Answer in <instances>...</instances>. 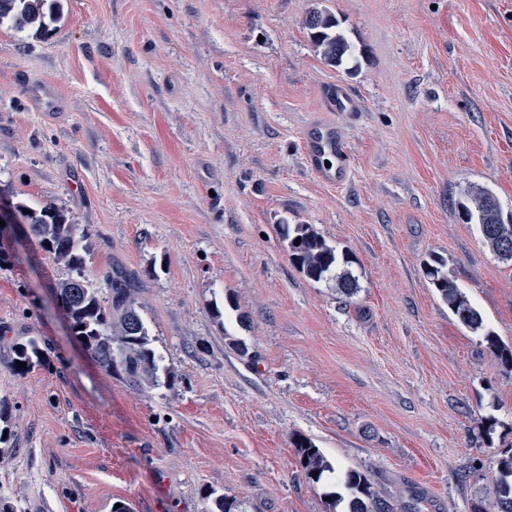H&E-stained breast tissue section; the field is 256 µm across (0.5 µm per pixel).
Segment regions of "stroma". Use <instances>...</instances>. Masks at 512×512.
<instances>
[{
  "label": "stroma",
  "instance_id": "stroma-1",
  "mask_svg": "<svg viewBox=\"0 0 512 512\" xmlns=\"http://www.w3.org/2000/svg\"><path fill=\"white\" fill-rule=\"evenodd\" d=\"M335 14L329 65L303 24ZM47 37L0 24V196L86 228L91 276L136 278L157 385L106 373L55 298L67 267L0 226V497L16 512H327L345 472L414 512L489 505L512 444V372L429 284L445 272L512 346V262L458 203L512 212V0H62ZM331 120L341 186L302 137ZM353 258L352 298L307 279L278 227ZM43 356L16 373L15 343ZM497 425L493 436L481 427ZM333 465L309 482L294 448ZM326 112H360L363 101L350 87L336 82L327 87L323 93ZM303 155L308 169L321 181L342 184L352 165V151L336 125L317 119L303 134Z\"/></svg>",
  "mask_w": 512,
  "mask_h": 512
}]
</instances>
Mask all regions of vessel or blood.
Listing matches in <instances>:
<instances>
[{
    "instance_id": "vessel-or-blood-1",
    "label": "vessel or blood",
    "mask_w": 512,
    "mask_h": 512,
    "mask_svg": "<svg viewBox=\"0 0 512 512\" xmlns=\"http://www.w3.org/2000/svg\"><path fill=\"white\" fill-rule=\"evenodd\" d=\"M324 109L328 112H359L363 101L350 87L336 83L323 93ZM303 155L308 169L321 181L344 183L352 165V151L336 125L318 119L308 125L303 134Z\"/></svg>"
}]
</instances>
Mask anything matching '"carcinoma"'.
Listing matches in <instances>:
<instances>
[{
    "mask_svg": "<svg viewBox=\"0 0 512 512\" xmlns=\"http://www.w3.org/2000/svg\"><path fill=\"white\" fill-rule=\"evenodd\" d=\"M60 12L61 0H0V23L9 20L16 30L29 29L35 36L47 31L46 14ZM305 18L317 20L314 25L307 21L304 25L329 64L341 63L351 54L350 45L337 31L334 14L312 8L306 11ZM496 202L497 198L490 191L477 188L469 191L458 206L466 219L478 218L484 245L501 260L512 261V250L504 246L505 233H512V221L504 220L501 210L494 207ZM14 210L42 247L70 270L69 277L57 285L56 294L69 317L73 335L85 345L91 357L105 371L122 375L133 386L156 383L158 366L137 310L135 281L115 268L103 278L109 297H101V288L90 279L86 269V247L82 245L87 237L86 230L70 223L51 204L38 210L18 203ZM281 236L287 243L290 260L306 278L315 282L333 279L343 296H354L358 284L347 270L352 263L348 254H337L310 224H283ZM424 272L459 322L482 333L486 348L498 364L512 371V346L502 344L487 329L480 311L443 271V261L432 259L425 264ZM40 357L35 342L18 343L12 350V369L22 374ZM19 361L25 366L17 367ZM294 447L307 479L317 483L324 473L332 470L310 439L300 437ZM344 485L349 497L331 494L333 512H395L394 505L376 494L366 474L349 470L345 473ZM212 504L211 512H246L243 503L234 496L217 495ZM475 512H512V448L503 452L499 459L491 509L481 508Z\"/></svg>",
    "mask_w": 512,
    "mask_h": 512,
    "instance_id": "obj_1",
    "label": "carcinoma"
}]
</instances>
